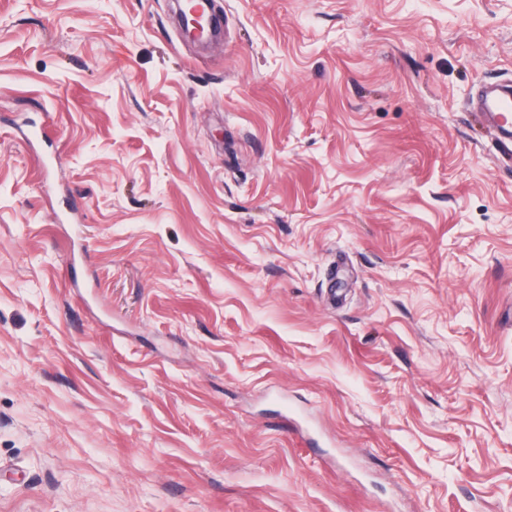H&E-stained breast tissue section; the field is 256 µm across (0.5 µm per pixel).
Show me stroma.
<instances>
[{"instance_id":"stroma-1","label":"stroma","mask_w":512,"mask_h":512,"mask_svg":"<svg viewBox=\"0 0 512 512\" xmlns=\"http://www.w3.org/2000/svg\"><path fill=\"white\" fill-rule=\"evenodd\" d=\"M0 0V512H512V0ZM202 2L208 5L207 14H204L199 6L191 5L188 11H186L182 9L179 4L177 17L183 30L190 28V30L196 35H200L205 32L212 35L220 30L221 15L214 9L213 0H204ZM477 120L498 135L503 154L511 157L512 145V85L486 86L479 90L471 103Z\"/></svg>"}]
</instances>
